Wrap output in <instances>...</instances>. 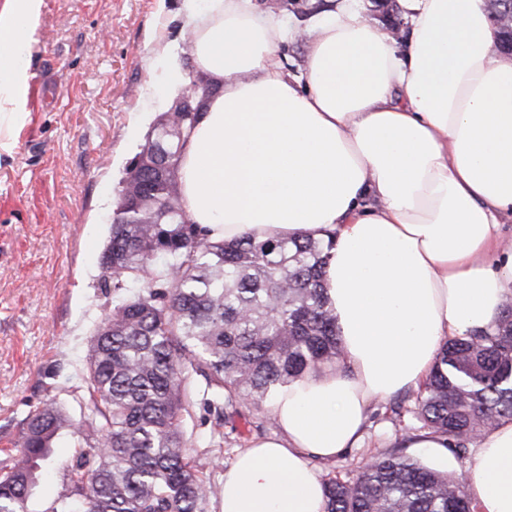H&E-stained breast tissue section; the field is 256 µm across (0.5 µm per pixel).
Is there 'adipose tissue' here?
I'll use <instances>...</instances> for the list:
<instances>
[{
  "instance_id": "1",
  "label": "adipose tissue",
  "mask_w": 512,
  "mask_h": 512,
  "mask_svg": "<svg viewBox=\"0 0 512 512\" xmlns=\"http://www.w3.org/2000/svg\"><path fill=\"white\" fill-rule=\"evenodd\" d=\"M393 34L360 0L306 26L254 0H183L191 55L219 90L183 147L188 218L213 240L335 236L325 283L344 369L271 398L277 431L224 472L217 512H325L313 459L362 438L373 400L423 389L443 343L512 302V56L486 0H399ZM43 0H0V156L26 125L21 60ZM305 45L301 73L282 49ZM478 512H512V420L465 476Z\"/></svg>"
}]
</instances>
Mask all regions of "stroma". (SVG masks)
<instances>
[{"instance_id":"1","label":"stroma","mask_w":512,"mask_h":512,"mask_svg":"<svg viewBox=\"0 0 512 512\" xmlns=\"http://www.w3.org/2000/svg\"><path fill=\"white\" fill-rule=\"evenodd\" d=\"M186 33L181 0H44L26 62L31 74H55L59 99L45 106L28 89L29 120L0 159V449L48 396L80 413L65 388L80 381L102 312L98 257L116 191L148 136L138 117L167 91L162 52ZM416 398L405 390L373 402L361 447L317 462L322 477L354 480L372 457L397 451L423 460L398 443L420 427ZM271 412L266 402L225 424L221 468L274 435Z\"/></svg>"}]
</instances>
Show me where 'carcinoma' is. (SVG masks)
<instances>
[{
    "label": "carcinoma",
    "mask_w": 512,
    "mask_h": 512,
    "mask_svg": "<svg viewBox=\"0 0 512 512\" xmlns=\"http://www.w3.org/2000/svg\"><path fill=\"white\" fill-rule=\"evenodd\" d=\"M512 55V0H487ZM198 113L163 112L167 134L154 147L160 174L130 162L118 190L99 283L107 301L92 324L79 417L56 396L20 424L0 452V512H33L43 467L61 490L38 512H207L216 493L186 434L201 403L224 415L204 445L221 449L224 423L247 405L325 367L341 370L336 317L324 285L332 244L309 236L212 241L181 203L182 147ZM141 186L123 203L126 184ZM422 428L459 453L487 428L512 419V305L494 335L451 338L417 397ZM71 456L53 464L57 437ZM326 512H475L450 476L390 453L368 461L354 481H324Z\"/></svg>",
    "instance_id": "carcinoma-1"
}]
</instances>
